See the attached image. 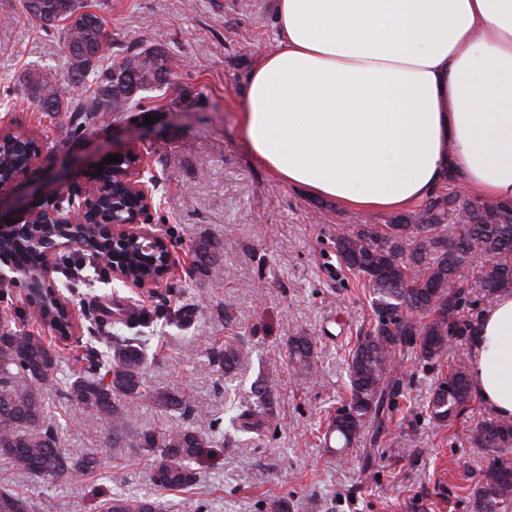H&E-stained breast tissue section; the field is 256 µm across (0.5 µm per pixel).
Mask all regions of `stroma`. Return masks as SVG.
I'll list each match as a JSON object with an SVG mask.
<instances>
[{
  "label": "stroma",
  "instance_id": "obj_1",
  "mask_svg": "<svg viewBox=\"0 0 512 512\" xmlns=\"http://www.w3.org/2000/svg\"><path fill=\"white\" fill-rule=\"evenodd\" d=\"M19 0H0V91L27 69L65 72L54 36L31 24ZM113 47L161 48L170 84L143 112H116L79 136L66 120L33 111L11 97L6 119L39 138L42 156L21 179L13 199L32 204L37 191L59 179L77 182L112 150L137 144L150 155L156 184L153 223L183 263L159 296L148 298L110 277L86 272L66 296L80 313H96L126 335L120 319L143 309H190L174 325L155 318L142 333L150 388L180 389L193 405L227 425L228 390L250 394L269 378L272 428L263 440L216 443L200 468V482L168 491L148 481L150 458L101 447L102 424L57 394L46 422L72 455L93 450L100 469L62 484H44L0 461V485L55 512H100L112 493L159 499L164 512H267L283 498L291 512H476L472 487L489 458L469 434L491 414L479 399L452 425L430 420L425 405L448 368L468 356L453 341L441 362L412 359L403 367V409L384 437L361 434L336 452L324 440L325 419L348 398L344 350L370 324L361 284L340 265L334 240L358 213L277 183L253 157L239 131L241 88L263 53L276 44L273 0H105ZM154 124L144 125L145 116ZM215 245L218 275L195 262L196 250ZM316 340V361L297 374L288 343ZM251 356L236 375L213 365V349L229 338ZM371 467H364L365 457Z\"/></svg>",
  "mask_w": 512,
  "mask_h": 512
}]
</instances>
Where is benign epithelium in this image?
I'll return each instance as SVG.
<instances>
[{"instance_id": "7a95c632", "label": "benign epithelium", "mask_w": 512, "mask_h": 512, "mask_svg": "<svg viewBox=\"0 0 512 512\" xmlns=\"http://www.w3.org/2000/svg\"><path fill=\"white\" fill-rule=\"evenodd\" d=\"M20 141L25 143L30 159L26 166L0 180V194L17 185L37 160L33 152L40 150L39 144H29L27 137ZM117 154L122 162L103 165V170L112 174L110 181L93 169L83 182L72 187L59 185L36 204L22 208L17 216L0 205V237L21 236L41 256L39 265L27 268L1 249L0 287L19 290L38 322L65 340L74 334L75 311L56 286L55 260L60 253L78 246L87 226L97 230L96 242L104 249L109 277L127 287L154 294L176 265L171 243L151 223L154 185L145 178L144 153L138 146L129 145ZM67 191L76 199L72 200L71 212L60 216L52 203ZM106 206L112 208V220H90ZM7 218L16 222L8 225Z\"/></svg>"}]
</instances>
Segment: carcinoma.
Segmentation results:
<instances>
[{"label":"carcinoma","instance_id":"1","mask_svg":"<svg viewBox=\"0 0 512 512\" xmlns=\"http://www.w3.org/2000/svg\"><path fill=\"white\" fill-rule=\"evenodd\" d=\"M23 14L57 37L66 60L63 81L47 71L30 69L17 81L21 93L37 112L62 114L78 135L114 112L144 108L150 92L170 85L165 55L158 49H121L114 63L104 53L111 34L104 15L86 0H20ZM90 84L93 90L77 98L70 85ZM25 156L9 143L0 145V171L8 174ZM466 210L465 224L448 219ZM337 258L368 291L371 324L356 336L348 352L349 400L327 419L325 440L341 450L367 428L372 441L388 429L403 378L397 374L405 356L414 353L426 363H438L448 342L469 336L473 324L459 318L478 292L489 300L512 286V203H474L459 194H437L424 211L401 215L388 224H354L335 241ZM16 261L37 264L35 253L14 238L3 243ZM88 327L97 332V346L88 366L64 382L71 404L103 422L105 447L141 448L151 456L149 480L164 490L182 491L200 481L194 463L211 437L186 426L164 433L153 429L130 437L131 412L149 403L167 412L182 410L213 426L208 411L195 408L182 393L145 387L147 361L141 336L109 335L101 319L91 316ZM316 341L296 336L290 354L301 368L313 367ZM250 355L246 343L230 341L211 354L224 373L232 372ZM60 355L45 337L7 324L0 325V460L35 479L55 483L95 472L100 458L94 452L73 456L59 445L56 432L45 425V396L59 383ZM252 402L231 415V434L261 438L271 429L269 382L251 390ZM471 399L466 366L450 367L448 376L431 392L425 412L437 422L458 418ZM470 444L489 456L490 465L473 491L476 512H500L512 503V422L489 420L472 430ZM6 512H52L50 502L0 487V507ZM105 512H161L154 499L115 495Z\"/></svg>","mask_w":512,"mask_h":512}]
</instances>
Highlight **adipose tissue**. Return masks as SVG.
Here are the masks:
<instances>
[{"instance_id": "adipose-tissue-1", "label": "adipose tissue", "mask_w": 512, "mask_h": 512, "mask_svg": "<svg viewBox=\"0 0 512 512\" xmlns=\"http://www.w3.org/2000/svg\"><path fill=\"white\" fill-rule=\"evenodd\" d=\"M275 48L241 91L240 129L280 183L361 214L457 176L512 202V0H274ZM472 392L512 421V288L469 343Z\"/></svg>"}]
</instances>
